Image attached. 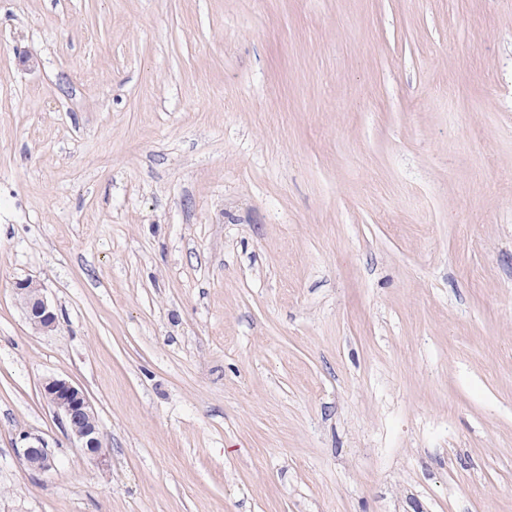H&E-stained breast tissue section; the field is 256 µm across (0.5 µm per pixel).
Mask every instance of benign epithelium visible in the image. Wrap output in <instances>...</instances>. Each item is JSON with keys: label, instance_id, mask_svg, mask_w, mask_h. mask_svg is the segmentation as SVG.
<instances>
[{"label": "benign epithelium", "instance_id": "7a95c632", "mask_svg": "<svg viewBox=\"0 0 512 512\" xmlns=\"http://www.w3.org/2000/svg\"><path fill=\"white\" fill-rule=\"evenodd\" d=\"M15 295L33 329L42 332L55 330V309L41 283L29 278L19 280L15 284ZM42 397L78 447L98 463L105 462L97 416L82 388L64 379L49 378L42 384ZM23 440L22 457L28 467L40 472L54 468V457L43 439L25 435Z\"/></svg>", "mask_w": 512, "mask_h": 512}]
</instances>
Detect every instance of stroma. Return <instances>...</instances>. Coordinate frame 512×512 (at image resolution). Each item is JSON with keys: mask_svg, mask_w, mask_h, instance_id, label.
Wrapping results in <instances>:
<instances>
[{"mask_svg": "<svg viewBox=\"0 0 512 512\" xmlns=\"http://www.w3.org/2000/svg\"><path fill=\"white\" fill-rule=\"evenodd\" d=\"M0 512H512V0H0ZM44 290L41 283L29 278L15 284V295L33 329L50 332L57 326V316ZM41 394L78 448L98 463L105 462L97 416L82 388L64 379L49 378L43 382ZM23 440L26 442L22 448V457L28 467L40 472L54 468V457L43 439L24 435Z\"/></svg>", "mask_w": 512, "mask_h": 512, "instance_id": "obj_1", "label": "stroma"}]
</instances>
